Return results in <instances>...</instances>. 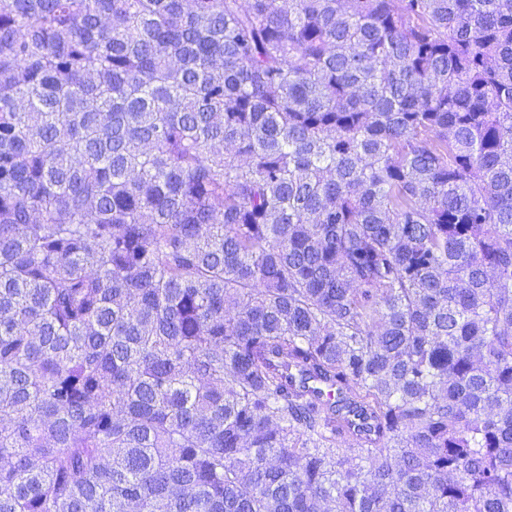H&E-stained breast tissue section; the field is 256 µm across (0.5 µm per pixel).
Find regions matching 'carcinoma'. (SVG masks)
Wrapping results in <instances>:
<instances>
[{"label":"carcinoma","mask_w":512,"mask_h":512,"mask_svg":"<svg viewBox=\"0 0 512 512\" xmlns=\"http://www.w3.org/2000/svg\"><path fill=\"white\" fill-rule=\"evenodd\" d=\"M0 512H512V0H0Z\"/></svg>","instance_id":"carcinoma-1"}]
</instances>
